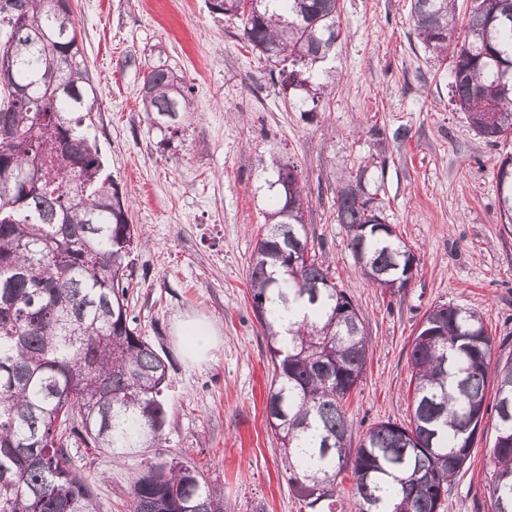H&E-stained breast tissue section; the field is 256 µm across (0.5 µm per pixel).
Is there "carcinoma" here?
<instances>
[{
    "mask_svg": "<svg viewBox=\"0 0 512 512\" xmlns=\"http://www.w3.org/2000/svg\"><path fill=\"white\" fill-rule=\"evenodd\" d=\"M241 21L274 85L315 111L335 88L323 67L341 29L338 0H209ZM417 38L450 59L452 100L487 139L512 136V0H478L464 36L455 0H413ZM191 88L166 64L147 67V121L172 135L194 111ZM97 90L71 0H0V512H96L69 446L121 456L162 440L167 357L141 336L126 296L137 228L104 173L92 112ZM265 233L249 264L253 311L274 367L267 420L284 474L309 512H336V480L351 470L355 512H439L470 458L493 398L491 512H512V354L494 357L479 313L434 308L413 339V416L382 422L351 448L345 403L365 372L359 308L309 247L304 187L273 158ZM499 218L512 212V156L496 171ZM365 170L336 192V217L357 229L347 247L361 273L392 293L415 255L382 217ZM313 320L275 329L277 305ZM129 512H229L191 462L138 475Z\"/></svg>",
    "mask_w": 512,
    "mask_h": 512,
    "instance_id": "carcinoma-1",
    "label": "carcinoma"
}]
</instances>
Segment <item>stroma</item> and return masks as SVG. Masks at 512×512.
I'll use <instances>...</instances> for the list:
<instances>
[{
    "mask_svg": "<svg viewBox=\"0 0 512 512\" xmlns=\"http://www.w3.org/2000/svg\"><path fill=\"white\" fill-rule=\"evenodd\" d=\"M71 4L97 88L105 170L138 227L128 310L170 360L163 443L117 461L70 447L98 512H126L134 478L160 457L200 467L235 512H306L266 419L273 365L247 280L272 153L296 164L309 243L362 314L369 356L346 403L352 445L378 423H408L412 341L436 306L478 312L494 344L512 352V231L497 217L495 180L512 139L484 138L455 109L448 64L418 40L411 0H339L341 36L328 60L336 87L310 116L272 84L238 21L206 0ZM158 63L193 88L195 112L167 146L140 101L146 67ZM362 166L386 223L416 257L409 287L394 296L362 275L336 220V191ZM186 317L214 328L199 362L179 348L176 324ZM495 421L487 412L439 512H490Z\"/></svg>",
    "mask_w": 512,
    "mask_h": 512,
    "instance_id": "obj_1",
    "label": "stroma"
}]
</instances>
